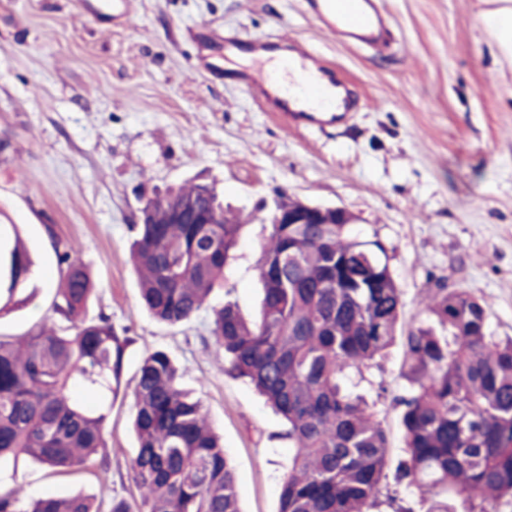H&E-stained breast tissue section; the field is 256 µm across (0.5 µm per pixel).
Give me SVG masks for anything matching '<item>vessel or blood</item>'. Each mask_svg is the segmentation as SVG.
Masks as SVG:
<instances>
[{
	"label": "vessel or blood",
	"mask_w": 512,
	"mask_h": 512,
	"mask_svg": "<svg viewBox=\"0 0 512 512\" xmlns=\"http://www.w3.org/2000/svg\"><path fill=\"white\" fill-rule=\"evenodd\" d=\"M380 0H305L306 10L329 35L345 42L379 48L388 43ZM224 50L251 56L250 66L227 72L263 111L289 125L315 127L345 120L357 100L335 69L318 52L301 42L280 37L254 38L239 30L223 35ZM281 57L280 70L266 68L271 54Z\"/></svg>",
	"instance_id": "b4317fda"
}]
</instances>
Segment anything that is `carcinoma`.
Segmentation results:
<instances>
[{
    "mask_svg": "<svg viewBox=\"0 0 512 512\" xmlns=\"http://www.w3.org/2000/svg\"><path fill=\"white\" fill-rule=\"evenodd\" d=\"M215 203L213 224H186L191 199ZM130 225L144 308L178 327L200 312L224 351V373L250 382L287 426L295 453L277 512H372L390 456L386 429L343 384L394 344L404 307L379 240H362L329 213L321 224H272L259 264L260 315L211 303L249 217L229 218L214 190L184 186L149 201ZM60 288L37 323L0 336V461L33 460L55 472H106L107 420L130 339L86 309V265L51 239ZM33 263L18 225L0 224V316L29 306ZM424 311L439 329L405 336L412 390L399 400L407 458L397 479L431 490L429 512H499L512 501V338L488 331L483 305L463 288L437 289ZM67 322L57 325L53 316ZM168 352L141 361L133 389L138 440L133 502L108 512H241L236 475L202 402L180 385ZM83 390L98 394L88 404ZM82 492L0 490V512H102Z\"/></svg>",
    "mask_w": 512,
    "mask_h": 512,
    "instance_id": "1",
    "label": "carcinoma"
}]
</instances>
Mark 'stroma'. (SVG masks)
Here are the masks:
<instances>
[{
  "mask_svg": "<svg viewBox=\"0 0 512 512\" xmlns=\"http://www.w3.org/2000/svg\"><path fill=\"white\" fill-rule=\"evenodd\" d=\"M382 2L392 41L373 51L327 35L304 0H120L123 25L96 17L98 0H0V222L19 225L37 286L35 307L0 317V334H24L49 307L54 234L96 284L89 317L109 316L130 339L105 482L24 461L0 466V485L130 497L134 377L162 349L185 367L184 385L223 439L243 512H277L293 454L282 420L225 374L223 354L204 340L205 316L168 328L139 302L130 226L144 202L187 183L213 186L249 217L212 302L257 315L268 214L284 193L345 208L383 243L403 294L402 331L430 325L423 301L444 285L480 301L493 336H512V67L480 25L490 4ZM226 28L305 43L353 84L358 108L343 123L288 127L225 83L224 50L207 35ZM407 371L395 342L357 390L392 442L384 492L429 512L432 495L395 479Z\"/></svg>",
  "mask_w": 512,
  "mask_h": 512,
  "instance_id": "35a3bbf8",
  "label": "stroma"
}]
</instances>
